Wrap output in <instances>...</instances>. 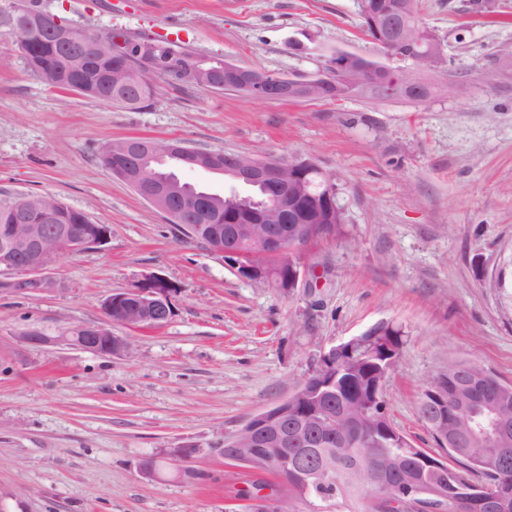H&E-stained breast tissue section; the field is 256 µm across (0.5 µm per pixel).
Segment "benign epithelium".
I'll list each match as a JSON object with an SVG mask.
<instances>
[{"mask_svg": "<svg viewBox=\"0 0 512 512\" xmlns=\"http://www.w3.org/2000/svg\"><path fill=\"white\" fill-rule=\"evenodd\" d=\"M421 41L390 39L383 43L387 60L403 56L412 60L418 57ZM110 51L139 60L136 68H112L101 74V84L111 87H146L145 81L159 76L181 84L194 85L205 79L214 81L211 67L197 63L186 67L176 58L170 41L156 38L150 43H129L120 38L112 41ZM104 52L102 42L95 40L85 50L68 60L67 82L69 87L82 89L90 64ZM385 80L364 76L353 82L343 79L346 94L360 96L369 92L377 83L384 82L386 95L394 99L422 102L431 95L430 84L418 73L408 70L396 76L386 68ZM224 83L239 94L264 101L301 100L313 94H326L334 82L329 74L322 73L308 80H296L254 67H244L224 61ZM128 162L113 170L112 175L139 191L133 172L147 167L146 162L134 159L140 144L123 141ZM196 150L177 146V150L156 149L151 160L169 163L178 155L194 154ZM315 167L310 160L282 161L274 158H241L237 153L212 154L211 162L204 169L215 171L234 182L247 187L271 190L263 206L255 210L248 200L235 194L224 197V229L211 237L210 250L224 257L227 265L238 277L252 281H264L276 288L287 282L293 288L300 277V268L293 253L310 239L326 233L321 214L326 209H337L334 193L323 196L310 193L304 182L307 171ZM23 198H16L12 208V223L0 226L4 235L0 248V275L21 276V281L36 285V290L53 288L58 281L47 275L62 253L79 254L87 249L100 247L110 237L107 224H25ZM201 200L193 196L183 197L182 204L163 209L172 220L179 222L188 237H194V228L184 222L182 216L189 209L200 208ZM179 288L168 279L151 275L135 288L109 296L103 304L105 320L100 325H75L67 335L50 337L38 330L26 332L23 339L33 343H59L76 346L82 350L110 356L127 351L131 342L112 334V325L130 328H157L167 324L174 315L173 298ZM324 354L317 374L323 384L315 387L304 383L287 400L265 409L252 417L240 430L227 437L223 444L209 450V455L232 462V468L254 473L266 472V464L279 465L278 478L283 486L293 485L292 491L303 498L310 492V485L335 482L331 469L320 465L316 468H297L288 465V449L313 436L334 438L342 430L341 420L323 416L315 418L297 410L295 403L303 395L313 400L321 399L332 391L336 378L328 373ZM471 430L485 437L503 441L512 431V424L500 414L495 402L487 401L483 408L470 416ZM376 495L371 499V512L389 503L400 512L404 506L414 505L412 491L443 497L442 492L416 485L402 488L389 482L386 475L375 480ZM478 500L489 507L504 512L507 495L502 486L476 487L472 494L462 498L466 504Z\"/></svg>", "mask_w": 512, "mask_h": 512, "instance_id": "benign-epithelium-1", "label": "benign epithelium"}]
</instances>
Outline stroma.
Wrapping results in <instances>:
<instances>
[{
	"label": "stroma",
	"mask_w": 512,
	"mask_h": 512,
	"mask_svg": "<svg viewBox=\"0 0 512 512\" xmlns=\"http://www.w3.org/2000/svg\"><path fill=\"white\" fill-rule=\"evenodd\" d=\"M47 3L79 30L166 37L294 79L372 50L358 0ZM416 4L445 61L425 71L423 102H266L163 82L130 110L49 86L0 39V195L51 194L111 228L103 247L61 256L58 287L0 291V512H243L279 482L256 490L208 448L379 323L402 332L383 396L415 447H435L416 405L449 363L512 383V0ZM125 138L310 159L334 176L345 222L295 253V288L240 279L102 165ZM152 273L180 288L165 326H113L132 346L112 356L55 343ZM29 329L52 343L24 342ZM174 448L199 449L197 462L144 474Z\"/></svg>",
	"instance_id": "stroma-1"
}]
</instances>
